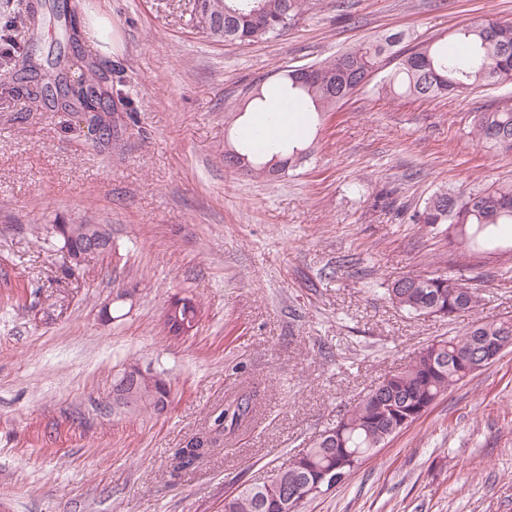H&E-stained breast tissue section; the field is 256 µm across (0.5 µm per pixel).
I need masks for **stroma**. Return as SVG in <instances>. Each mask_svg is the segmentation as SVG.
<instances>
[{
	"label": "stroma",
	"mask_w": 512,
	"mask_h": 512,
	"mask_svg": "<svg viewBox=\"0 0 512 512\" xmlns=\"http://www.w3.org/2000/svg\"><path fill=\"white\" fill-rule=\"evenodd\" d=\"M36 57L67 79L93 60L112 94V138L45 105L0 101V512H221L226 494L301 453L386 374L473 317L512 316V237L471 260L411 223L438 188L512 180V149L476 141V112L512 84L427 101L371 89L322 116L282 174L226 168L229 109L277 68L390 31L447 41L512 24V0H314L279 36L209 37L195 0H42ZM74 13L69 42L54 16ZM112 20L90 33V13ZM89 216L116 251L66 275L44 227ZM442 270L481 297L453 321L415 317L386 289ZM195 300L191 336L162 328ZM136 363L164 377L165 414L120 415L112 381ZM252 413L185 469L178 449L214 410ZM301 512H512V350L452 387L413 425ZM184 305H189L188 296L176 295L171 298L164 312L163 324L167 330L173 327L177 331L178 339L190 336L198 327L200 310H196L193 316H181Z\"/></svg>",
	"instance_id": "obj_1"
}]
</instances>
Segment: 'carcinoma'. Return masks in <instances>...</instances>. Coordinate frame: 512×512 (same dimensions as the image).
Listing matches in <instances>:
<instances>
[{"mask_svg": "<svg viewBox=\"0 0 512 512\" xmlns=\"http://www.w3.org/2000/svg\"><path fill=\"white\" fill-rule=\"evenodd\" d=\"M310 0H197L198 13L210 20L207 33L224 42L255 43L280 35L292 21L305 12ZM27 35L26 48L15 55L13 68L34 71V35L41 26L36 6L30 0H19L14 10ZM456 49L439 43H418L393 53V68L383 77L377 90L392 97L430 99L442 94L464 92L477 87L512 80V26L472 24L452 31ZM404 35L395 32L383 38L364 41L312 64L323 72L322 81H304L298 77L300 67L277 69V78L267 88L256 87L248 103L262 107L269 99L278 98L281 106L302 107L310 104L313 112L332 111L336 105L367 85L365 76L381 68L383 56L402 43ZM71 66L79 71L78 80L69 90L76 102L64 109L77 115L96 112L98 129H110V114L102 107L106 95L104 77L95 62L76 57ZM53 75L43 74L41 81L26 88L24 98L31 109L44 103L51 91ZM474 137L486 144L512 148V97L501 98L495 105L474 117ZM310 145L283 139L273 150L235 149L224 153V163L238 166L239 158L247 160L246 171L260 178L266 176L265 166L274 159L286 160L285 166H296ZM433 231L445 232L448 240L463 249L464 254H485L501 250L495 236L500 224H512V182H501L487 188L467 191L438 190L412 218ZM47 233L59 248L74 255L83 254L89 244L85 224H52ZM388 297L398 309L416 316H430L433 305L448 306V320L454 314L474 310L481 297L463 279L445 272L411 273L393 282ZM495 341L499 348H512V318L479 319L463 333L438 340L426 349L436 352V366L416 355L400 369L387 374L375 391L365 394L343 415L346 420L343 441L329 444L318 438L288 464L274 470V480L253 483L224 497L223 512H276L273 505L285 493L298 488L309 494L308 485L325 470L338 474L336 483H343L353 472L346 455L368 457L402 430L405 419L417 421L413 414L429 410L452 386L461 382L457 361L470 362L477 372L488 366L485 344ZM169 401L166 390L155 381L154 389L124 387L112 384V410L135 414L159 412V404ZM252 408L246 399L224 407L198 437L178 450V466H190L212 452L226 427L237 425Z\"/></svg>", "mask_w": 512, "mask_h": 512, "instance_id": "cac0c4a2", "label": "carcinoma"}]
</instances>
